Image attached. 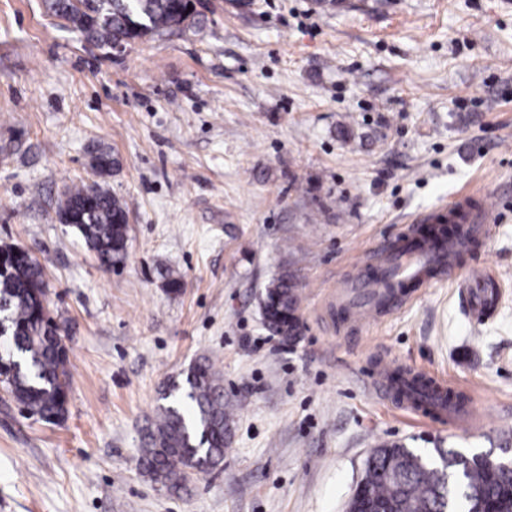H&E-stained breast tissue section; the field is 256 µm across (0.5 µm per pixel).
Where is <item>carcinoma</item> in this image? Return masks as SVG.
Masks as SVG:
<instances>
[{
	"label": "carcinoma",
	"instance_id": "carcinoma-1",
	"mask_svg": "<svg viewBox=\"0 0 512 512\" xmlns=\"http://www.w3.org/2000/svg\"><path fill=\"white\" fill-rule=\"evenodd\" d=\"M52 15L79 33L90 46L109 52L146 36L201 24L187 0H46ZM92 169L109 174L120 166L103 147L91 151ZM74 185L57 209L110 268L127 252L129 206L98 189ZM0 256V319L7 332L0 347V387L32 417L47 423L65 418L68 408L69 352L50 315L42 264L25 250L3 244ZM298 298L293 278L282 274L261 301L265 325L276 336H298ZM144 435L139 465L173 491L182 488L188 469L206 473L224 460L231 435L232 408L214 363L193 364L164 395ZM439 461L399 444L383 445L369 458L354 506L380 504L390 512H512V467L493 468L478 454L437 449Z\"/></svg>",
	"mask_w": 512,
	"mask_h": 512
}]
</instances>
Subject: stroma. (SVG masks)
I'll use <instances>...</instances> for the list:
<instances>
[{"mask_svg": "<svg viewBox=\"0 0 512 512\" xmlns=\"http://www.w3.org/2000/svg\"><path fill=\"white\" fill-rule=\"evenodd\" d=\"M200 0L204 27L103 53L43 0H0V244L44 267L68 413L0 391V512H347L374 448H512V0ZM120 167L97 178L92 146ZM100 183L129 205L104 268L56 210ZM482 197L494 313L439 277L392 313L337 300L410 216ZM178 271L174 293L161 276ZM293 272L300 334L260 299ZM234 408L217 469L168 493L138 466L166 386L200 358ZM373 362L468 397L443 427L380 400Z\"/></svg>", "mask_w": 512, "mask_h": 512, "instance_id": "1", "label": "stroma"}]
</instances>
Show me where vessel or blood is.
Listing matches in <instances>:
<instances>
[{"label":"vessel or blood","instance_id":"vessel-or-blood-1","mask_svg":"<svg viewBox=\"0 0 512 512\" xmlns=\"http://www.w3.org/2000/svg\"><path fill=\"white\" fill-rule=\"evenodd\" d=\"M414 224H459L461 234L415 240L412 232L399 233L392 246L375 251L376 275L362 274L346 284L351 312L361 317L380 309H399L407 300L404 286H423L433 272L460 276L469 290V304L476 319L492 314L500 298L496 274L486 268L459 265L457 258L470 241L489 233L486 206L474 195L463 193L451 202L414 217ZM373 391L404 410L426 415L431 421L446 420L454 411L456 390L426 368H388L372 373Z\"/></svg>","mask_w":512,"mask_h":512}]
</instances>
